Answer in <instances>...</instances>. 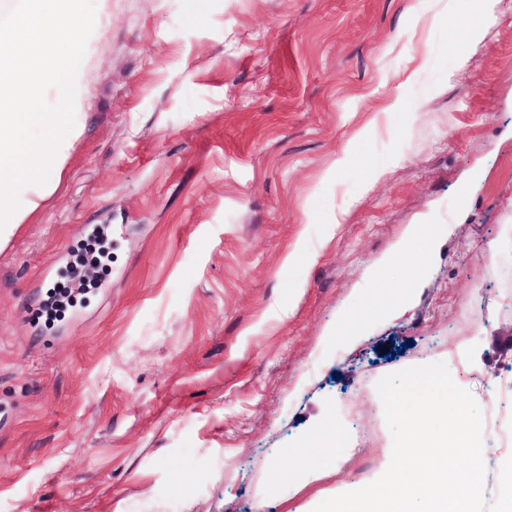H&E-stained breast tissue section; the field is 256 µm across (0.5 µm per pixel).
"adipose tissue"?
Segmentation results:
<instances>
[{"mask_svg": "<svg viewBox=\"0 0 512 512\" xmlns=\"http://www.w3.org/2000/svg\"><path fill=\"white\" fill-rule=\"evenodd\" d=\"M21 0L0 29V248L59 183L91 99L109 0ZM25 203H18L19 192Z\"/></svg>", "mask_w": 512, "mask_h": 512, "instance_id": "adipose-tissue-1", "label": "adipose tissue"}]
</instances>
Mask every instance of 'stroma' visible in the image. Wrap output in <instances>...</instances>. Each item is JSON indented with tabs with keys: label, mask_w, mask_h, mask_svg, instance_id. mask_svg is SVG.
<instances>
[{
	"label": "stroma",
	"mask_w": 512,
	"mask_h": 512,
	"mask_svg": "<svg viewBox=\"0 0 512 512\" xmlns=\"http://www.w3.org/2000/svg\"><path fill=\"white\" fill-rule=\"evenodd\" d=\"M473 21L112 0L84 132L0 249V512H295L386 462L376 384L411 366L512 417V0ZM57 285L78 295L48 328ZM325 422L348 443L309 482Z\"/></svg>",
	"instance_id": "35a3bbf8"
}]
</instances>
